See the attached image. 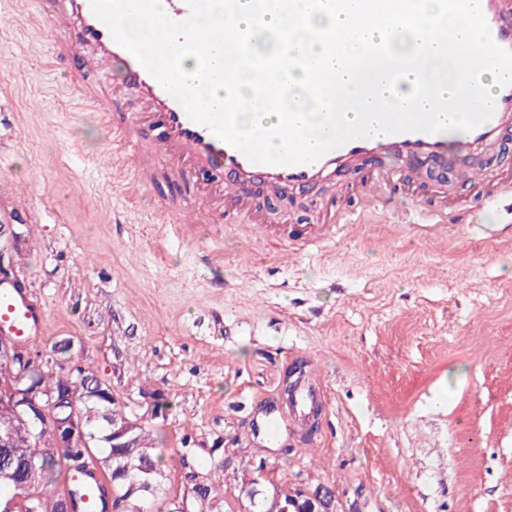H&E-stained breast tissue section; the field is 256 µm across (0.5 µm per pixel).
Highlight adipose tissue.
Returning a JSON list of instances; mask_svg holds the SVG:
<instances>
[{"instance_id":"adipose-tissue-1","label":"adipose tissue","mask_w":512,"mask_h":512,"mask_svg":"<svg viewBox=\"0 0 512 512\" xmlns=\"http://www.w3.org/2000/svg\"><path fill=\"white\" fill-rule=\"evenodd\" d=\"M202 23L216 29L229 23L234 24L247 37L252 50L261 57L268 54L266 43L269 37L289 34V53L300 54L318 63L334 62L337 81L351 89L373 78L372 72L351 69L349 63L359 53L363 43L376 39V31L364 24L353 23L345 14L327 5L315 9H302L296 16L294 27L290 28L287 27L282 14L276 10L269 12L263 21H256L251 13L249 0H242L240 11L234 21H226L222 0H211ZM316 31L324 33V40H313L312 34ZM385 41L387 50L378 62L379 69L386 70L397 65L406 74L403 84L393 91V102L398 105L412 97L416 74L414 65L418 56L426 52L427 46L422 40L418 24L414 22H395ZM182 67L193 77L190 92L197 101L217 105L223 103L224 95L228 92L244 100L245 105L239 114L242 130H249L260 121L272 127L277 125L278 113L263 112L257 106L249 104L248 81L230 73L225 74L224 81L220 84L199 79L196 76L197 60L188 53L182 57Z\"/></svg>"}]
</instances>
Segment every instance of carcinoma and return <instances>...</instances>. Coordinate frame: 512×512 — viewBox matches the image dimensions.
I'll return each mask as SVG.
<instances>
[{
	"label": "carcinoma",
	"instance_id": "1",
	"mask_svg": "<svg viewBox=\"0 0 512 512\" xmlns=\"http://www.w3.org/2000/svg\"><path fill=\"white\" fill-rule=\"evenodd\" d=\"M35 373L48 377L52 387L63 393L57 401L44 399L59 419H67L74 409L85 415L84 430L92 457L84 468H72L73 460L84 449L60 448L54 443L52 426L18 419L14 425L18 449L36 460L40 480L29 485L19 475L0 473V503L16 500L21 512H30L34 507L48 512L61 488L68 485L76 491L74 509L85 512V497L90 496L95 512H104L107 501L103 490L109 481L113 508L134 507L137 512H149V502L163 491L167 459L161 440L140 424L134 431L138 447L112 446V423L121 424L129 416L116 406L111 387L80 365L72 350L54 348L53 358L38 359ZM210 493L208 485L199 486V512H221Z\"/></svg>",
	"mask_w": 512,
	"mask_h": 512
}]
</instances>
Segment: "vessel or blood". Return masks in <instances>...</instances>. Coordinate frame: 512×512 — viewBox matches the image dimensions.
Here are the masks:
<instances>
[{
	"label": "vessel or blood",
	"instance_id": "b4317fda",
	"mask_svg": "<svg viewBox=\"0 0 512 512\" xmlns=\"http://www.w3.org/2000/svg\"><path fill=\"white\" fill-rule=\"evenodd\" d=\"M493 41L512 51V0H480ZM43 27L40 36L50 42L54 58L63 62L74 88L84 101L104 105L107 112L122 114V136L113 143V154L129 156L138 186L151 183L158 165H165L180 180L197 184L199 198L192 203L161 202L171 223L198 219L208 213L223 221L225 214L249 215L255 228L264 220L245 188L261 184L272 188L309 187L335 181L343 171L369 158H412L443 161L448 141L442 133L409 131L351 140L306 164H263L251 161L242 151L219 139L203 124L192 121L183 106L112 37L93 13L90 0H41ZM120 64L118 83L101 87L87 82L93 72ZM512 127V85L494 91V111L484 124L464 132L470 149H492L504 131ZM469 182L482 205L503 208L512 214V180L490 188L481 167L471 168ZM45 312L18 284L0 286V333L18 340L42 335ZM287 409L266 414L259 429L265 436L279 435L287 425L306 426L318 397L309 383L287 388Z\"/></svg>",
	"mask_w": 512,
	"mask_h": 512
}]
</instances>
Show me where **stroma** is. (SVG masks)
<instances>
[{
	"label": "stroma",
	"mask_w": 512,
	"mask_h": 512,
	"mask_svg": "<svg viewBox=\"0 0 512 512\" xmlns=\"http://www.w3.org/2000/svg\"><path fill=\"white\" fill-rule=\"evenodd\" d=\"M38 0H0V265L43 304L40 357L73 339L82 365L161 435L162 512L197 472L221 512L247 491H332L338 512H512V216L429 223L470 186L430 187L408 216L278 245L241 224L151 223L191 185L160 171L127 198L115 118L78 97L45 40ZM262 206L297 231L358 210L335 186ZM317 375L318 437L251 430L294 364ZM192 455L193 468L181 459Z\"/></svg>",
	"instance_id": "obj_1"
}]
</instances>
